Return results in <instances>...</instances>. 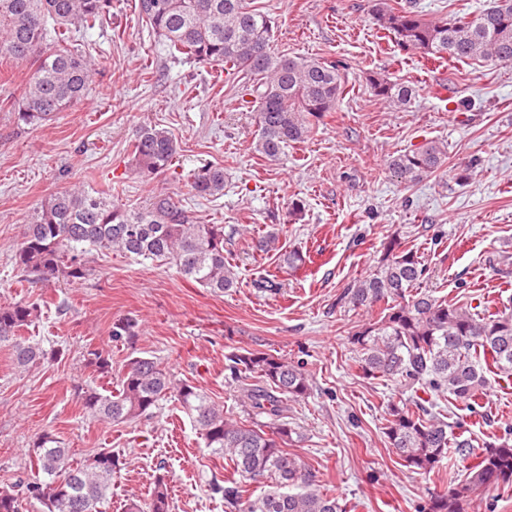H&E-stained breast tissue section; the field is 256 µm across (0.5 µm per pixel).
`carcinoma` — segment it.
<instances>
[{"label":"carcinoma","instance_id":"carcinoma-1","mask_svg":"<svg viewBox=\"0 0 512 512\" xmlns=\"http://www.w3.org/2000/svg\"><path fill=\"white\" fill-rule=\"evenodd\" d=\"M138 15L163 41L169 55L190 57L234 74H247L260 126L256 152L273 159L290 144L307 139L316 122L336 111L344 80L336 62L302 55H277L271 18L250 0H138ZM373 13L398 46L452 62H512V0H493L476 16L427 20L411 6L375 0ZM112 0H0V57L29 60L33 70L18 102L17 120L35 125L82 101L97 75L85 46L74 42L108 22ZM375 96L405 108L415 97L403 83L374 75ZM177 153L167 131L142 127L132 144L135 171L153 179L168 171ZM446 147L428 141L393 157L389 169L406 184L433 174L445 162ZM200 197L224 195V168L208 165L191 175ZM115 251L136 260L170 264L204 288L224 292L237 285L224 259V225L198 224L171 193L146 207L127 209L107 194L81 187L50 196L23 225L16 264L41 282L59 277L82 281L91 274V251ZM429 267L401 237L384 247L377 270L343 288L337 303L353 310L379 307V317L349 336L355 364L367 378L387 377L413 392L469 402L487 384L486 374L512 376V313L486 315L417 291ZM38 318L34 303L0 306V345L10 347L19 370L46 360L40 344L20 336ZM247 419L224 414V407L186 382L172 379L151 358L135 357L116 394L88 389L79 401L92 416L130 422L148 415L168 394L177 397L201 432L206 447L224 454L230 477L214 483L229 512H346L336 497L321 491L313 473L288 453L294 429L288 403L306 397L309 374L300 364L272 354L242 349L227 356ZM86 365L108 372L102 350L88 352ZM415 396L416 410L388 409L383 434L406 466L429 473L447 457L472 448L459 422L449 423ZM41 473L13 489H0V512H24L38 503L42 512H99L112 494L118 458L103 449L87 461L44 434L32 448ZM268 479L269 489L251 498L245 484ZM512 481V444L487 443L465 478L429 493L418 512H470L478 495ZM130 512H170L169 482L160 475L149 498Z\"/></svg>","mask_w":512,"mask_h":512}]
</instances>
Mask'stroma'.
I'll return each mask as SVG.
<instances>
[{
    "instance_id": "35a3bbf8",
    "label": "stroma",
    "mask_w": 512,
    "mask_h": 512,
    "mask_svg": "<svg viewBox=\"0 0 512 512\" xmlns=\"http://www.w3.org/2000/svg\"><path fill=\"white\" fill-rule=\"evenodd\" d=\"M254 4L273 22L275 53L339 62L345 80L336 110L273 160L254 150L259 124L242 100L245 78L228 82L208 65L170 57L136 0H112L111 21L85 37L100 73L80 103L50 121L18 123L13 106L29 65L0 59V305L38 304L25 337L62 351L20 373L0 346V488L30 478L29 452L49 433L76 461L105 448L118 457L99 512H127L161 474L171 480V512H225L210 489L224 477V457L206 448L174 396L149 415L113 423L85 413L75 389H113L129 359L149 357L242 419L225 370L238 348L302 363L310 374L307 397L289 405L297 433L290 451L346 512H417L429 492L464 479L473 464L452 451L419 474L389 447L386 412L412 407V393L360 374L348 338L371 315L336 298L376 269L397 235L429 266L422 288L433 297L473 312L512 311V63L403 52L378 26L372 0ZM376 74L412 87L413 104L379 100L369 83ZM142 125L167 131L177 145L171 169L148 181L132 165ZM431 140L446 146V163L420 183L400 182L388 169L392 156ZM207 164L224 169L220 198L195 196L188 185ZM465 168L470 178L457 182ZM73 185L114 187V199L134 208L160 192L178 194L197 223L223 225L237 287L216 293L170 266L103 251L90 256L93 272L81 282L33 281L14 260L21 227L50 194ZM294 201L301 210L292 218ZM270 231L279 250L254 252L253 241ZM294 249L310 260L290 270L283 259ZM270 274L277 293L254 288ZM127 320L131 335L113 337ZM93 349L109 353L108 376L86 367ZM434 404L476 442L512 439L510 377L490 376L477 410Z\"/></svg>"
}]
</instances>
